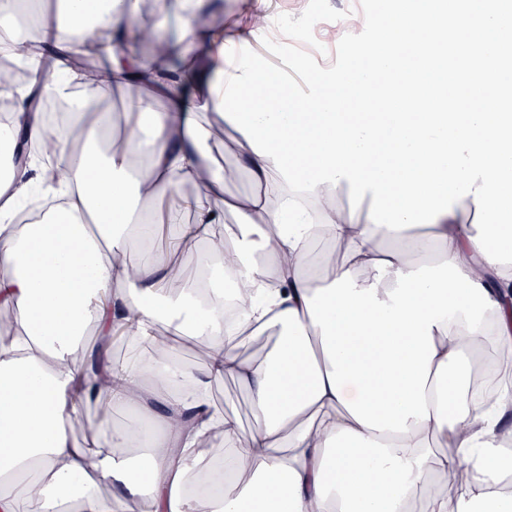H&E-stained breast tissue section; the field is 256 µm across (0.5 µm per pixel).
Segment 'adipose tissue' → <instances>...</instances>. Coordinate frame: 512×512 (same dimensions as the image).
<instances>
[{
	"label": "adipose tissue",
	"mask_w": 512,
	"mask_h": 512,
	"mask_svg": "<svg viewBox=\"0 0 512 512\" xmlns=\"http://www.w3.org/2000/svg\"><path fill=\"white\" fill-rule=\"evenodd\" d=\"M56 4L65 21L53 26L47 0H0L1 31L22 15L38 25L25 53L0 39L27 73L0 84L13 115L0 145L26 142L68 170L57 181L28 161L0 175V308L16 325L0 340V512H512V379L468 394L481 355L512 359V264L479 252L472 197L422 232L341 206L344 179L292 213L272 158L241 135L254 188L227 198L223 173L202 162L198 117L215 111L221 49L243 45L241 33L198 26L204 0H183L191 68L177 71L126 50L138 0ZM87 55L108 68H84ZM133 84L145 95L113 128L100 94ZM44 92L68 105L75 138L50 141L32 110ZM37 187L65 204L19 224ZM229 210L237 226L225 225ZM133 243L134 275L121 261ZM199 247L201 274L172 287L182 252ZM228 283L240 303L231 324ZM162 321L205 339L204 365L171 350L145 358ZM118 328L131 349L122 362L107 356ZM265 333L275 341L262 354L240 355ZM225 378L244 385L257 426L245 449L210 456V438L240 434L211 398ZM104 404L141 414L153 453L137 481L127 426L100 419L87 445L71 435ZM461 465L467 479L449 483ZM106 483L120 495L103 496Z\"/></svg>",
	"instance_id": "adipose-tissue-1"
}]
</instances>
